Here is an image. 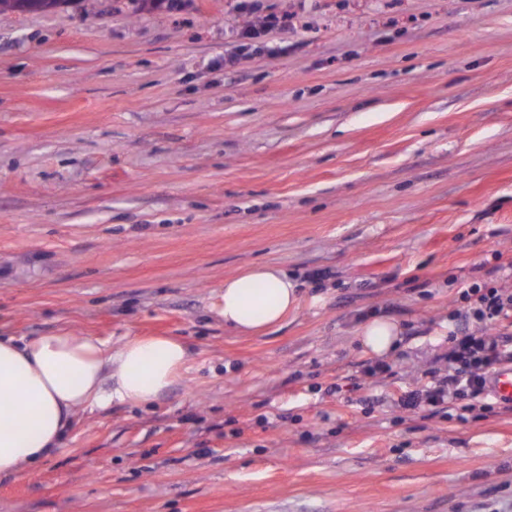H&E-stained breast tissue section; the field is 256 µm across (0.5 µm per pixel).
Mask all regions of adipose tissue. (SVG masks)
<instances>
[{"instance_id":"obj_1","label":"adipose tissue","mask_w":512,"mask_h":512,"mask_svg":"<svg viewBox=\"0 0 512 512\" xmlns=\"http://www.w3.org/2000/svg\"><path fill=\"white\" fill-rule=\"evenodd\" d=\"M298 283L272 263L225 278L213 306L225 328L241 335L282 324L299 307ZM362 352L386 358L403 341L388 316L356 332ZM192 352L171 336H126L110 344L66 332L20 339L0 335V480L18 477L62 448L78 410L113 403L142 407L168 394Z\"/></svg>"}]
</instances>
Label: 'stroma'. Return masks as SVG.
<instances>
[{
  "label": "stroma",
  "mask_w": 512,
  "mask_h": 512,
  "mask_svg": "<svg viewBox=\"0 0 512 512\" xmlns=\"http://www.w3.org/2000/svg\"><path fill=\"white\" fill-rule=\"evenodd\" d=\"M266 262L300 306L235 335L215 296ZM475 282L512 291V0L0 13V334L193 353L152 405L79 412L0 512H512V411L396 405ZM374 314L404 346L370 379Z\"/></svg>",
  "instance_id": "35a3bbf8"
}]
</instances>
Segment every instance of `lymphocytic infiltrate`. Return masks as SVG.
<instances>
[{
  "instance_id": "obj_1",
  "label": "lymphocytic infiltrate",
  "mask_w": 512,
  "mask_h": 512,
  "mask_svg": "<svg viewBox=\"0 0 512 512\" xmlns=\"http://www.w3.org/2000/svg\"><path fill=\"white\" fill-rule=\"evenodd\" d=\"M463 307L450 312V350L445 369L426 371V379L405 392L398 406L429 414L448 407L465 413L480 407L493 370L512 361V335L500 332L503 320L512 317V292L474 283L461 293Z\"/></svg>"
}]
</instances>
